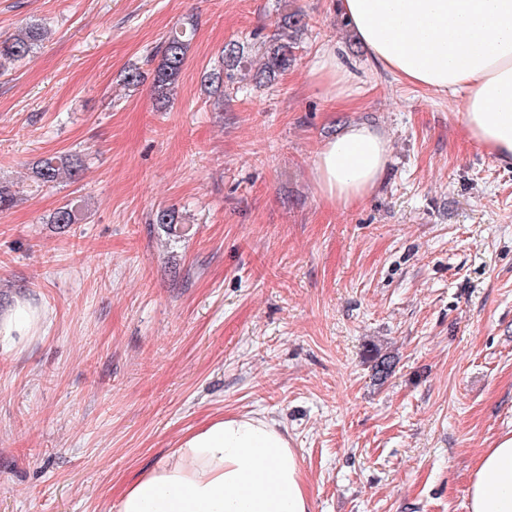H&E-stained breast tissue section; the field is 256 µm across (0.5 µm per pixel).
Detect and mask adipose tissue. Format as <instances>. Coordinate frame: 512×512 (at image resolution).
I'll return each mask as SVG.
<instances>
[{
  "instance_id": "obj_1",
  "label": "adipose tissue",
  "mask_w": 512,
  "mask_h": 512,
  "mask_svg": "<svg viewBox=\"0 0 512 512\" xmlns=\"http://www.w3.org/2000/svg\"><path fill=\"white\" fill-rule=\"evenodd\" d=\"M371 60L396 78L436 93H463L470 139L512 165V0H338ZM308 75L336 100L357 77L336 45ZM388 135L350 123L320 148L314 181L330 204L361 203L378 186ZM45 312L19 297L0 310V352L44 334ZM118 512H311L301 457L288 432L261 414L217 417L189 430L177 448L122 493ZM468 512H512V436L480 456Z\"/></svg>"
}]
</instances>
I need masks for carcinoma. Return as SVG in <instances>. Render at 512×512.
I'll return each instance as SVG.
<instances>
[{"label":"carcinoma","instance_id":"obj_1","mask_svg":"<svg viewBox=\"0 0 512 512\" xmlns=\"http://www.w3.org/2000/svg\"><path fill=\"white\" fill-rule=\"evenodd\" d=\"M304 25L300 13L287 12L281 15L276 32L266 39L252 45L226 44L219 68L204 72L202 82L213 88L219 102L224 100V80L232 82L240 73L259 87L274 83L294 63L297 36ZM194 33V22H186L172 30L165 41L161 63L153 73V86L162 106L166 105L184 67ZM46 39L47 32L37 24L28 26L20 35L0 39V74L29 56ZM83 166L84 160L78 155L43 157L35 165L34 178L41 186L53 187L64 178H74ZM78 221V207L70 202L52 213L50 223L68 225ZM181 221L182 216L174 207L160 209L153 216V223L173 231L181 228Z\"/></svg>","mask_w":512,"mask_h":512}]
</instances>
